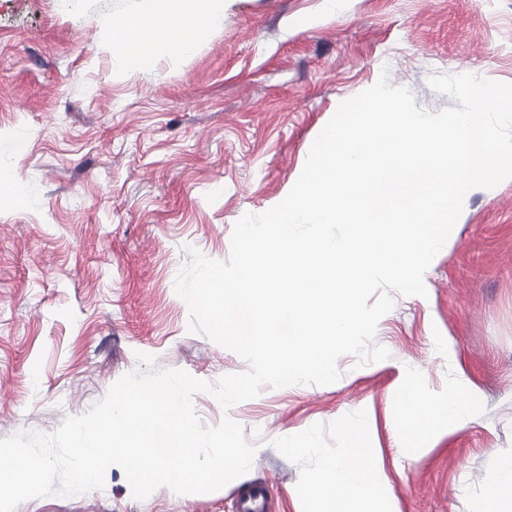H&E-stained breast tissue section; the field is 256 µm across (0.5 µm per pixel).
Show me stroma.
Instances as JSON below:
<instances>
[{
	"instance_id": "obj_1",
	"label": "stroma",
	"mask_w": 512,
	"mask_h": 512,
	"mask_svg": "<svg viewBox=\"0 0 512 512\" xmlns=\"http://www.w3.org/2000/svg\"><path fill=\"white\" fill-rule=\"evenodd\" d=\"M142 0H0V438L54 432L113 383L182 369L211 383L246 362L189 332L175 291L191 251L228 260L244 214L281 202L339 104L387 77L417 106H454L431 77L512 84V0H224V26L190 53L117 72L112 20ZM427 297L395 296L374 342L386 360L338 361L330 385L263 388L230 416L254 445L223 488L134 498L119 467L103 489L16 512H235L269 488L266 512H316L309 487L364 428L385 512H478L512 454V178L476 188L424 275ZM457 395L471 417L413 447L407 384ZM309 447L289 454V436Z\"/></svg>"
}]
</instances>
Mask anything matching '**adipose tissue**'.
Returning <instances> with one entry per match:
<instances>
[{"instance_id": "adipose-tissue-1", "label": "adipose tissue", "mask_w": 512, "mask_h": 512, "mask_svg": "<svg viewBox=\"0 0 512 512\" xmlns=\"http://www.w3.org/2000/svg\"><path fill=\"white\" fill-rule=\"evenodd\" d=\"M224 23V0H149L147 10L133 18L112 23L110 51L120 71L148 68L162 50L189 53L202 34ZM402 405L419 446L444 429L463 423L469 410L451 399L435 402L417 386H408ZM350 446L343 455L329 459L310 492L318 512H381V483L364 457L361 426L347 427Z\"/></svg>"}]
</instances>
